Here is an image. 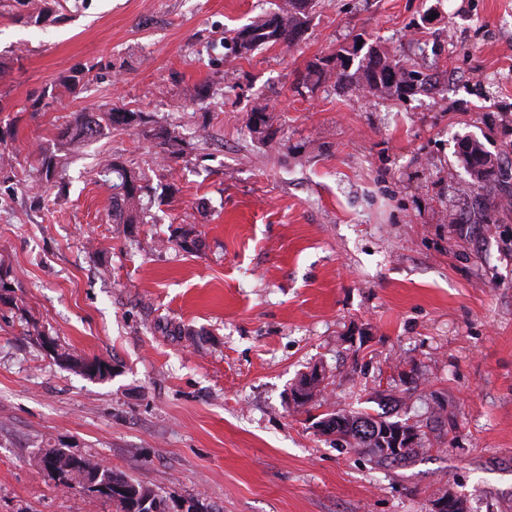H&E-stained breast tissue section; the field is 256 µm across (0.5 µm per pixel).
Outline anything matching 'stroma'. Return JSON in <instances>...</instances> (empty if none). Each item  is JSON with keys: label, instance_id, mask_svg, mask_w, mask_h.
Wrapping results in <instances>:
<instances>
[{"label": "stroma", "instance_id": "obj_1", "mask_svg": "<svg viewBox=\"0 0 512 512\" xmlns=\"http://www.w3.org/2000/svg\"><path fill=\"white\" fill-rule=\"evenodd\" d=\"M0 15V512H117L33 465L46 443L203 512H512V206H475L470 136L512 146V0H318L301 38L243 58L225 32L273 0H59L28 25ZM433 77L431 90L360 97L309 62L355 37ZM88 74L53 109L35 99ZM211 86L204 103L186 91ZM270 139L248 132L256 103ZM148 112L42 155L71 116ZM185 140L169 159L153 135ZM112 156L153 188L147 221H112L98 176ZM106 379L54 359L29 326ZM320 393L295 406L312 368ZM388 411L424 450L376 464L314 417ZM85 78V69L84 68H73L69 70L67 73L59 76L55 87H52L51 90H45L43 94L37 98L35 102V106L40 107L42 109H50L55 102H57V93L55 88H63L69 93H73L80 85V83Z\"/></svg>", "mask_w": 512, "mask_h": 512}]
</instances>
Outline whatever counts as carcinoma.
Listing matches in <instances>:
<instances>
[{
  "label": "carcinoma",
  "mask_w": 512,
  "mask_h": 512,
  "mask_svg": "<svg viewBox=\"0 0 512 512\" xmlns=\"http://www.w3.org/2000/svg\"><path fill=\"white\" fill-rule=\"evenodd\" d=\"M57 0H39L35 8L27 15V22L36 26L47 21L55 14ZM315 7V0H283L277 10L268 18H261L254 23L232 32L224 37L223 46L230 54L242 58L245 55L268 45L281 42L291 44L298 40L305 31L310 10ZM340 62L338 73L339 82L350 90L370 93H381L400 97L412 90L424 87L427 76L403 61L382 52L373 46L367 51L357 44L342 47L329 57L317 59L308 65V72L303 83L320 80L325 76L328 67L334 62ZM85 78V69L73 68L59 76L55 88L46 90L37 98L35 106L42 109L51 108L57 102L56 89L62 88L69 93L74 92ZM124 129H136L149 123V116L140 110H130L113 106L99 115L79 113L71 120L58 128L57 140L59 149H67L71 145L97 137L102 124ZM266 107L255 106L248 119L249 130L267 138ZM459 156L473 183L486 191L484 204L477 211L474 220L476 224H493L496 213L501 206L497 201L503 191V184L508 182L509 174L502 168V161L485 150L484 145L469 137L463 138L459 143ZM99 175L102 181L112 190V220L116 224H144L145 210L142 206L144 198L151 195L152 187L134 168L124 162L107 157L99 163ZM74 366L95 371L104 376L111 373L110 364L95 358L91 361L74 359ZM320 379L312 375H302L299 387L302 398L294 400L298 407L306 405L317 394ZM320 430L336 436V444L342 447L361 449L367 452L378 463H402L420 452L421 441L414 446L395 455L382 450L387 443L384 432L393 429L397 422L389 418L367 413L346 412L336 410L326 414L317 422ZM41 452L46 456H53L59 463L62 472L54 477L55 483L63 488H73L72 481L76 476L64 477L63 470L74 465L82 471L97 472L100 463L89 458H76L68 460L57 445L49 444ZM102 477L106 478L114 487L127 488V494L118 498L123 512H131L134 497L143 490V483H129V478L122 472L104 467Z\"/></svg>",
  "instance_id": "1"
}]
</instances>
